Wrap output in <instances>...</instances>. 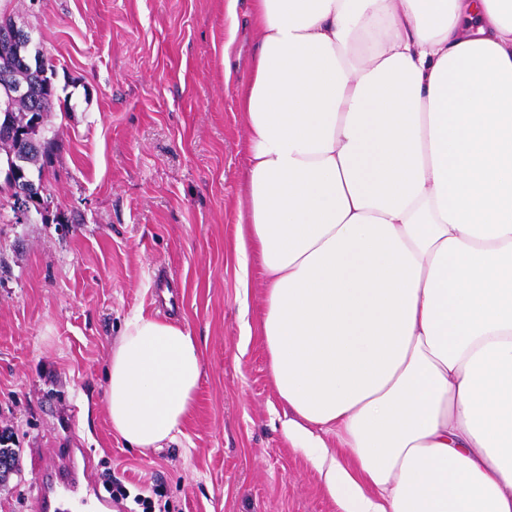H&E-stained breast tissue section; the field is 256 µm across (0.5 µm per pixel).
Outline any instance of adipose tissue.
I'll list each match as a JSON object with an SVG mask.
<instances>
[{
    "label": "adipose tissue",
    "instance_id": "obj_1",
    "mask_svg": "<svg viewBox=\"0 0 512 512\" xmlns=\"http://www.w3.org/2000/svg\"><path fill=\"white\" fill-rule=\"evenodd\" d=\"M237 274L339 512H512V0H252ZM112 432L175 442L202 362L132 315Z\"/></svg>",
    "mask_w": 512,
    "mask_h": 512
}]
</instances>
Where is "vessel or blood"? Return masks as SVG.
<instances>
[{
    "label": "vessel or blood",
    "instance_id": "obj_1",
    "mask_svg": "<svg viewBox=\"0 0 512 512\" xmlns=\"http://www.w3.org/2000/svg\"><path fill=\"white\" fill-rule=\"evenodd\" d=\"M63 454L68 459L67 465L51 467L38 479L31 494L38 512H73L74 505H85L94 500L110 505V498L99 487L85 484L81 478V465L91 462L88 449L67 448Z\"/></svg>",
    "mask_w": 512,
    "mask_h": 512
}]
</instances>
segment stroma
<instances>
[{
    "label": "stroma",
    "instance_id": "stroma-1",
    "mask_svg": "<svg viewBox=\"0 0 512 512\" xmlns=\"http://www.w3.org/2000/svg\"><path fill=\"white\" fill-rule=\"evenodd\" d=\"M56 71V145L30 216L0 172V432L19 471L0 512H29L46 459L86 448L96 476L161 485L171 512H337L289 448L264 342L261 278L240 305L233 246L244 166L238 107L255 30L224 77V0H0ZM182 284L175 321L202 351L196 409L177 441L129 447L106 411L124 321L156 316L157 275Z\"/></svg>",
    "mask_w": 512,
    "mask_h": 512
}]
</instances>
